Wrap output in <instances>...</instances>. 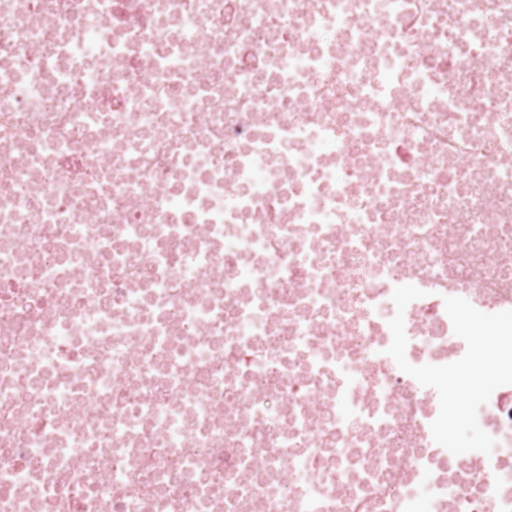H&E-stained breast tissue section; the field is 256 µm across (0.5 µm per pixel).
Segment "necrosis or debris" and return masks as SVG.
Masks as SVG:
<instances>
[{"label": "necrosis or debris", "mask_w": 512, "mask_h": 512, "mask_svg": "<svg viewBox=\"0 0 512 512\" xmlns=\"http://www.w3.org/2000/svg\"><path fill=\"white\" fill-rule=\"evenodd\" d=\"M403 285L512 310V0H0V512H512Z\"/></svg>", "instance_id": "1"}]
</instances>
